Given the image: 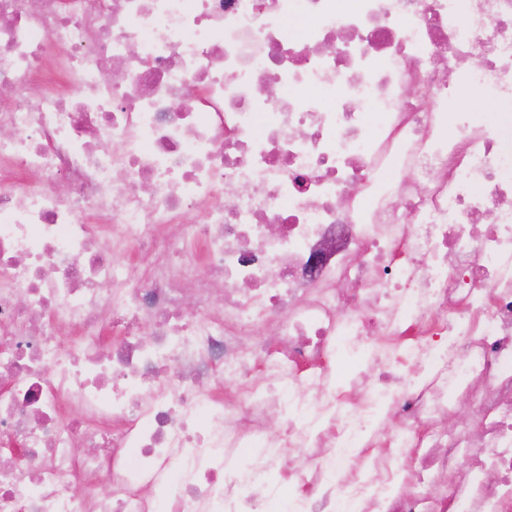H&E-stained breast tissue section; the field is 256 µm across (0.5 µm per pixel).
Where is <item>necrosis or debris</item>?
I'll list each match as a JSON object with an SVG mask.
<instances>
[{
  "instance_id": "obj_1",
  "label": "necrosis or debris",
  "mask_w": 512,
  "mask_h": 512,
  "mask_svg": "<svg viewBox=\"0 0 512 512\" xmlns=\"http://www.w3.org/2000/svg\"><path fill=\"white\" fill-rule=\"evenodd\" d=\"M1 86L0 512H512V0H0Z\"/></svg>"
}]
</instances>
